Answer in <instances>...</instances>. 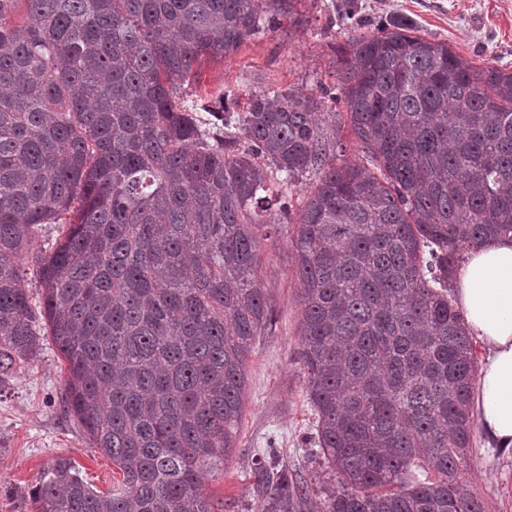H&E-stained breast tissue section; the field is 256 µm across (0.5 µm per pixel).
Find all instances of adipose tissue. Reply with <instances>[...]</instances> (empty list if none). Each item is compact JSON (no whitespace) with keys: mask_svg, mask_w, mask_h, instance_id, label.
<instances>
[{"mask_svg":"<svg viewBox=\"0 0 512 512\" xmlns=\"http://www.w3.org/2000/svg\"><path fill=\"white\" fill-rule=\"evenodd\" d=\"M467 332L483 344L473 398L489 445L512 456V240H492L469 251L454 283Z\"/></svg>","mask_w":512,"mask_h":512,"instance_id":"1","label":"adipose tissue"}]
</instances>
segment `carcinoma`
Returning <instances> with one entry per match:
<instances>
[{
    "instance_id": "cac0c4a2",
    "label": "carcinoma",
    "mask_w": 512,
    "mask_h": 512,
    "mask_svg": "<svg viewBox=\"0 0 512 512\" xmlns=\"http://www.w3.org/2000/svg\"><path fill=\"white\" fill-rule=\"evenodd\" d=\"M296 2L0 0V387L45 323L66 412L120 474L97 491L58 457L36 512H236L203 479L236 452L272 330L266 214L307 175L298 360L314 455L341 477L321 512H488L464 478L477 365L450 291L468 251L512 234V70L403 23L340 48L336 124L291 88L241 112L229 91L184 99ZM344 125L362 165L337 154ZM45 224L61 237L35 256L36 306L20 261ZM254 479L255 512H308L304 475L259 461Z\"/></svg>"
}]
</instances>
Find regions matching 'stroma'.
<instances>
[{
	"instance_id": "1",
	"label": "stroma",
	"mask_w": 512,
	"mask_h": 512,
	"mask_svg": "<svg viewBox=\"0 0 512 512\" xmlns=\"http://www.w3.org/2000/svg\"><path fill=\"white\" fill-rule=\"evenodd\" d=\"M341 0H299L298 23L281 22L225 58L205 61L196 82L186 85L190 100L232 91L239 103L269 88L307 94L335 91V45L348 34L410 24L418 35L447 42L478 68L512 69V0H358L354 18H344ZM259 284L273 316L271 333L259 337L248 358V388L239 425L238 448L223 471L204 479V490L253 512V456L267 449L292 471H308L313 500L323 497L327 470L309 457L314 416L298 363L301 308L293 276L294 248L288 231L265 241ZM65 361L51 337L38 354L16 364L0 388V512H34L29 496L49 463L75 462L97 490H108L117 475L111 460L93 448L76 418L63 409ZM468 485L489 512H512V456L490 451L482 432L473 435L466 460Z\"/></svg>"
}]
</instances>
